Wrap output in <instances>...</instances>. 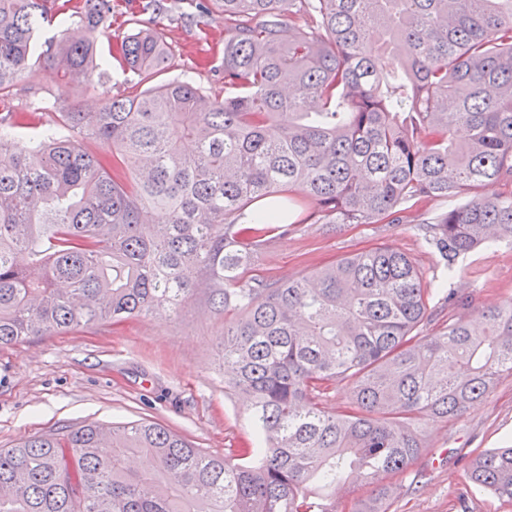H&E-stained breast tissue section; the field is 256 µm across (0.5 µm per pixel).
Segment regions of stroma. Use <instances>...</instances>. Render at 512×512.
<instances>
[{"mask_svg": "<svg viewBox=\"0 0 512 512\" xmlns=\"http://www.w3.org/2000/svg\"><path fill=\"white\" fill-rule=\"evenodd\" d=\"M198 3L168 0V13L157 17L173 66L152 81L113 72L97 89H64L53 66L35 59L16 81L11 111L38 113L41 126L51 127L57 123L54 99L82 105L96 93L130 96L181 76L207 94L223 96L224 14L215 8L200 15ZM442 208L437 199L419 203L396 224H306L273 241L260 267L280 278L307 274L339 256L386 243L410 256L429 282L441 276L442 266L425 244L423 225ZM446 286L479 308L511 299L512 246L464 257ZM223 334V313L193 300L173 319L160 313L0 347V448L65 426L123 421L163 424L213 455L244 447L245 406L224 392ZM422 438L424 475L403 476L388 512H512V503L475 489L466 476L469 455L512 443L511 375H502L460 419L427 425Z\"/></svg>", "mask_w": 512, "mask_h": 512, "instance_id": "35a3bbf8", "label": "stroma"}]
</instances>
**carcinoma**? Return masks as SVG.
Here are the masks:
<instances>
[{"instance_id":"1","label":"carcinoma","mask_w":512,"mask_h":512,"mask_svg":"<svg viewBox=\"0 0 512 512\" xmlns=\"http://www.w3.org/2000/svg\"><path fill=\"white\" fill-rule=\"evenodd\" d=\"M46 2L0 0L3 105ZM219 2L223 98L173 79L60 105L26 151L13 130L35 113L0 117V346L174 317L203 294L224 310V392L245 397L254 447L215 457L156 422L65 427L0 448V512H339L355 478L371 494L353 512H385L423 425L512 375V299L475 317L450 298L424 335L437 289L386 244L300 277L256 268L272 232L397 221L429 198L448 202L427 238L447 278L512 245V0ZM61 11L87 32L46 45L64 85L114 62L145 79L171 67L143 23L101 59L112 0ZM158 209L168 220L148 223ZM342 383L351 406L325 410ZM467 477L511 501L512 447Z\"/></svg>"}]
</instances>
